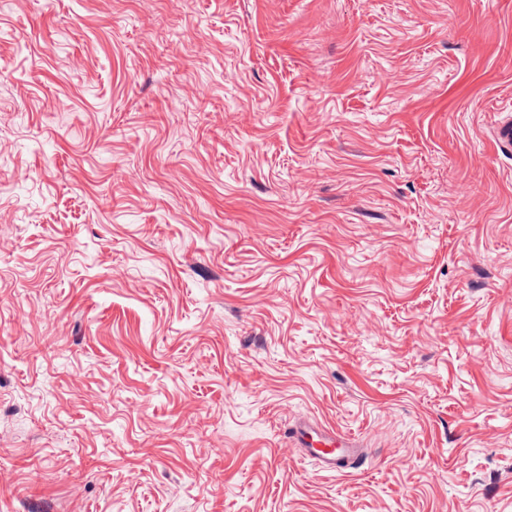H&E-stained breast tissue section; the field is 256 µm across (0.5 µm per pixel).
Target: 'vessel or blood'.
Segmentation results:
<instances>
[{
    "instance_id": "vessel-or-blood-1",
    "label": "vessel or blood",
    "mask_w": 512,
    "mask_h": 512,
    "mask_svg": "<svg viewBox=\"0 0 512 512\" xmlns=\"http://www.w3.org/2000/svg\"><path fill=\"white\" fill-rule=\"evenodd\" d=\"M287 439L298 449L302 459L313 462L325 474H347L363 460L361 445L355 437L326 424L294 422L287 432Z\"/></svg>"
}]
</instances>
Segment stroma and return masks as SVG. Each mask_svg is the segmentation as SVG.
I'll use <instances>...</instances> for the list:
<instances>
[{
    "label": "stroma",
    "instance_id": "1",
    "mask_svg": "<svg viewBox=\"0 0 512 512\" xmlns=\"http://www.w3.org/2000/svg\"><path fill=\"white\" fill-rule=\"evenodd\" d=\"M507 108L512 0H0V512H512ZM288 441L302 459L313 462L325 474H349L348 470L357 468L363 460L359 441L327 424L294 422L287 432Z\"/></svg>",
    "mask_w": 512,
    "mask_h": 512
}]
</instances>
